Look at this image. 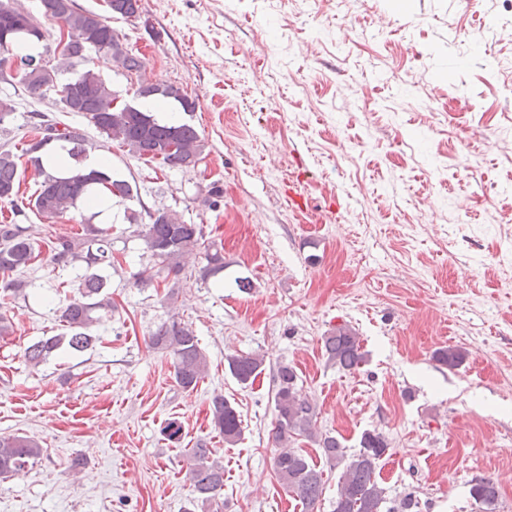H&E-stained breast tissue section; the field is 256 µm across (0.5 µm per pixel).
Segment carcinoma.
<instances>
[{"label": "carcinoma", "instance_id": "obj_1", "mask_svg": "<svg viewBox=\"0 0 512 512\" xmlns=\"http://www.w3.org/2000/svg\"><path fill=\"white\" fill-rule=\"evenodd\" d=\"M46 18L68 30L69 41L57 56L56 63L29 75L27 65L38 58L30 52L33 42L43 44L48 52L46 32L37 27L35 32L19 33L12 41V57L19 61L17 74L7 75L12 69L11 61L0 58V78L18 79L32 96L43 98L54 91L59 96L66 112L82 114L99 133L128 148L133 156L147 162L159 161L171 169L189 170L201 160L204 144L197 129L188 123L163 124L149 110L138 106L114 108L116 94L91 67L93 56H104L116 67L128 72L139 71L145 66V58L129 50L109 21L93 11L76 6L74 0H41ZM113 14L123 19H137L142 13V0H108ZM30 17L18 0H0V25L11 22L15 25ZM82 63L85 69L76 78L60 86L61 72ZM155 96L172 99L182 111L194 112L196 100L173 85L160 87L141 85L134 91L138 99ZM45 146L41 149L30 143L22 148L27 163L35 174L42 178L30 200L31 209L49 217L63 216L80 205L96 207L110 199L132 201L135 198L132 185L125 179L113 176L109 168L85 171L80 161L88 149L85 131L66 125L42 120L35 124ZM60 144L71 163L60 168L48 164L51 145ZM19 180L16 155L10 150L0 151V200H10L16 195ZM149 222L138 230L147 252L154 262L168 273L177 275L181 271L180 259L194 251L204 254L207 274L215 275L224 269V255L217 244L206 238L198 224H188L169 209L147 212ZM95 249H87L83 261L86 272L80 276L78 296L69 300L60 309L63 332L41 339L29 346L26 361L37 366L66 345L82 352L95 340L90 328L100 317L96 312L112 309V298L106 293L107 280L97 273L103 266H112V241L107 234L92 225L86 226ZM50 261L66 266L75 258L71 241L60 238L49 247ZM41 247L25 237L19 225L0 224V272L21 271L40 260ZM154 348L170 354L173 358L176 382L184 389H193L205 376L207 358L192 327L172 317L160 323L150 334ZM322 349L328 363L345 371H351L365 361L357 331L348 324H340L322 338ZM436 359L450 369L460 366L464 352L456 347L441 348ZM232 376L245 385L262 373L264 360L253 355L227 357ZM299 376L294 367L281 364L274 375V409L276 422L274 439L280 450L274 458L275 475L291 496L308 510L314 509L323 494L325 482L323 471L309 460L302 450L293 447L299 437H305L322 449L326 460L333 465L344 464L339 478L333 512H381L386 500V489L376 479V467L380 458L389 449L386 437L375 430L362 434L359 450L345 457L341 443L333 436H317L315 426L318 410L315 404L301 397L297 390ZM212 422L224 436V442L233 444L242 435L241 419L236 409L216 394L211 399ZM43 455V449L33 440L23 437L0 436V477L35 464ZM211 448H193L190 451V467L186 473L192 488L191 508L206 512L224 491V466L213 458ZM470 495L475 502L486 507L496 505L498 491L489 478L472 480Z\"/></svg>", "mask_w": 512, "mask_h": 512}]
</instances>
